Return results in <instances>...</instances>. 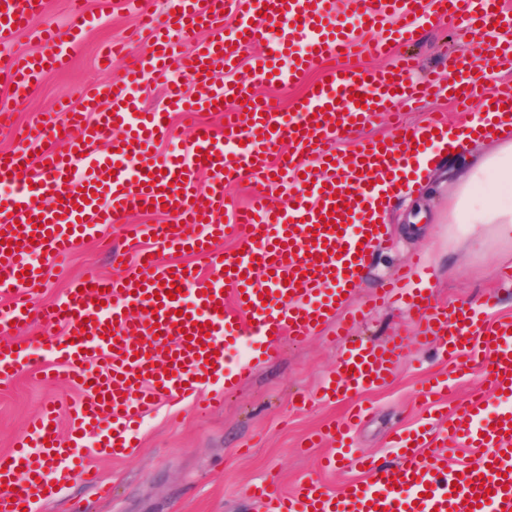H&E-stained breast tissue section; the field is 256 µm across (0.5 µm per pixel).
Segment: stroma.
Instances as JSON below:
<instances>
[{
	"label": "stroma",
	"mask_w": 512,
	"mask_h": 512,
	"mask_svg": "<svg viewBox=\"0 0 512 512\" xmlns=\"http://www.w3.org/2000/svg\"><path fill=\"white\" fill-rule=\"evenodd\" d=\"M167 7V0H115L111 17L90 28L73 48L66 69L43 75L20 94L0 86V103L11 110L14 127L60 125L59 103L79 105L86 85L109 83L124 74L123 61L108 70L100 67V46L125 43L131 53H138L140 47L131 36L139 13L147 10L161 16ZM414 51L439 79L424 107L407 109L406 121L412 126L422 123L427 112L451 110L444 79L458 45L447 30L428 29ZM497 146V139L488 138L473 144L468 155L429 166L415 189L383 213L394 247L374 254L360 298L374 293L405 255L419 251L428 260L437 302L474 306L496 292L500 301L486 313V322L512 317V293L498 289L501 265L512 263V239L499 237L491 224H473L462 232L448 221V194L465 176L469 155L489 154ZM112 272L108 251L86 242L46 271L33 304L54 303L88 274ZM335 328L330 321L303 341H284L280 356L247 371L237 390L225 394L221 409L201 415L191 401H161L134 433L135 443L124 456H91V464L102 473L104 489L74 476L32 512H263L262 504L246 495L247 487L263 477L280 490L312 476L328 490H340L353 471L341 463L333 471H320L324 450L313 444L316 433L332 426L350 405L346 398H315L336 364ZM449 368L434 349L410 350L393 368L386 386L362 395L367 413L351 433L355 447L376 465L393 464L392 433L420 428L433 417V409L422 406L425 393L431 380L444 377ZM59 388L41 371L0 386V451L13 447L27 420Z\"/></svg>",
	"instance_id": "1"
}]
</instances>
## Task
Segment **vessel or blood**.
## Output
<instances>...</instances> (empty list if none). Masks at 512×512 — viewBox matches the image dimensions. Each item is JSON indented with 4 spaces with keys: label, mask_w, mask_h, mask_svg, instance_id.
<instances>
[{
    "label": "vessel or blood",
    "mask_w": 512,
    "mask_h": 512,
    "mask_svg": "<svg viewBox=\"0 0 512 512\" xmlns=\"http://www.w3.org/2000/svg\"><path fill=\"white\" fill-rule=\"evenodd\" d=\"M71 5L66 29H38L43 0H0V43L31 33L42 45L24 56L1 52L0 85L26 88L41 67H66L72 46L112 11V0H98L93 13L84 0ZM228 15L236 21L229 30ZM275 24L281 49L292 53L284 71L263 50ZM428 24L464 26L475 41L496 26L511 30L512 11L500 0H346L341 11L336 0H224L220 10L214 0H168L164 20L142 17L144 49L136 69L85 90L80 108L64 107L66 149L47 148L50 128L34 126L19 150L0 154L1 180L22 167L36 168L31 186L0 207V295L11 300L0 309L1 335L29 319L25 295L40 284L43 270L131 211L150 207L176 222L134 229L127 245L147 237L172 252L186 246L208 267L203 273L191 263L170 265L142 250L120 275L83 277L40 311L45 325L66 329L49 343L58 361L52 372L76 381L82 396L66 405L68 438L55 427L57 406L49 405L15 448L0 452V512H29L54 487L53 462L98 482V471L79 458V446L89 439L97 454H122L134 427L162 396L193 399L201 412L220 407L222 396L205 387L223 376L229 342L244 336L250 362L265 361L277 355L281 337L306 339L336 318L342 348L322 387L328 402L384 385L414 344L438 345L456 373L475 360L487 363L493 391L512 392V319L488 325L473 309L433 303L430 286L410 285L425 269L419 256H409L367 301L356 300L372 253L388 236L385 224L368 223V213L407 191L414 160L428 154L448 127L446 113L430 112L416 127L397 124L384 139L364 133L395 105L428 97L432 76H419L415 57L403 52ZM200 28L207 37L185 70L184 86L169 90L168 106L140 109L135 87L145 79L168 80L183 38ZM301 41L308 49L295 53ZM391 53L396 60L389 68L364 63L365 57ZM244 57L245 70L239 65ZM457 58L447 85L453 102L466 111L482 107L485 134L511 127L512 83L489 78L497 70L512 71V42H499L476 58L464 45ZM316 69L319 85H309L289 114L255 90L260 83H306ZM355 91L361 101L352 99ZM186 107L218 112L226 124L195 135L199 161L180 155L147 161L149 146L173 134L171 111ZM115 128L121 138H112ZM348 138L352 149L339 152ZM285 142L293 147L287 156L280 152ZM78 164L80 177L74 174ZM202 170L210 175L203 185ZM245 179L256 192L239 211L224 188ZM282 183L288 197L271 208V194ZM228 237L233 248H222ZM165 283L178 286L175 298L160 296ZM383 301L415 313L411 326L396 328L383 345L349 338L348 325ZM134 307L145 310L141 323L128 314ZM344 307L349 313L342 318ZM29 368L11 342L0 344V385ZM448 391L447 380L432 384L426 403L446 412L439 423L396 434L393 466L353 456L347 418L328 431L334 448L325 465L346 460L358 478L336 492L314 478L286 493L260 482L249 488V497L262 502L264 512H512V409L489 411L483 397L452 407ZM462 447L474 449L476 463L449 464Z\"/></svg>",
    "instance_id": "obj_1"
}]
</instances>
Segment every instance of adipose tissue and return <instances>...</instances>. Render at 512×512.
I'll list each match as a JSON object with an SVG mask.
<instances>
[{"label": "adipose tissue", "instance_id": "ef3b65f1", "mask_svg": "<svg viewBox=\"0 0 512 512\" xmlns=\"http://www.w3.org/2000/svg\"><path fill=\"white\" fill-rule=\"evenodd\" d=\"M448 221L458 228L470 224H493L512 237V140L473 167L457 186L448 204Z\"/></svg>", "mask_w": 512, "mask_h": 512}]
</instances>
